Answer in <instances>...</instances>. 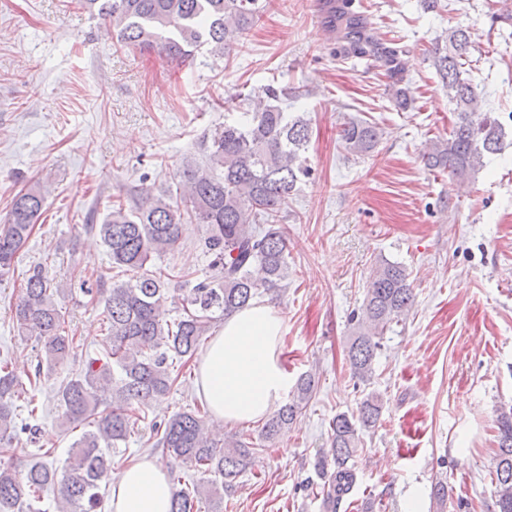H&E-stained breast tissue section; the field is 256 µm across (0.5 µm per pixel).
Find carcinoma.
Masks as SVG:
<instances>
[{
    "label": "carcinoma",
    "mask_w": 512,
    "mask_h": 512,
    "mask_svg": "<svg viewBox=\"0 0 512 512\" xmlns=\"http://www.w3.org/2000/svg\"><path fill=\"white\" fill-rule=\"evenodd\" d=\"M78 5L108 20L121 46L156 47L175 61L190 58L204 46L224 53L263 11L260 0H78ZM329 18L353 53H373L389 66L396 65L397 49L366 35L359 18L342 8L331 10ZM468 54V36L460 26L448 29V44L432 51L433 66L455 105L457 122L449 138L435 143L424 158L429 168L446 170L458 180L473 177L484 154L499 151L504 138L501 123L484 111L481 92L465 77ZM262 92L259 109L246 114L245 121L226 123L212 132L204 163L183 165L179 198L155 196L145 188L136 205L127 208L117 201L102 223L86 225L100 237L113 267L141 270L151 257L175 251L182 239V221L193 219L206 225L204 245L214 254L215 273L183 295L181 313L171 320L165 309L169 288L162 275L144 273L110 286L98 280L95 289H86L104 301L106 339L99 356L85 359L58 391L61 427L83 426L85 431L73 441L60 478L45 462L31 465L20 476L11 463L0 461V512L33 508L51 485L57 487L56 512H93L102 503L100 482L114 466L112 449L138 429L141 416L134 408L162 397L177 381L172 361L188 363L218 319L233 316L263 293L274 299L288 286V240L279 218L288 196L310 174L302 157L310 127L285 112L286 90L268 85ZM392 98L398 110L413 109L411 92L397 82ZM340 138L348 151L365 155L375 149L381 132L374 122L351 120L343 124ZM44 203L38 184L14 196L6 224L0 226V278L10 273ZM65 293L42 266L29 269L15 320L21 334L38 337L40 353L35 379L27 389L9 370L8 361L0 362L1 455L25 452L17 437L16 401L36 388L43 371H53L73 355L75 336L58 302ZM414 299L403 266L387 261L375 265L347 352L354 378L370 379L380 335L409 312ZM314 389V375L300 376L288 403L266 420L260 437L271 441L293 425ZM103 404L111 407L105 414L99 411ZM380 418L378 396L371 394L357 414L339 413L330 422L333 470L327 469V460L319 461L324 478L320 494L327 512H339L356 481L350 461L358 451V431L375 427ZM496 423L495 504L497 512H512V405L498 409ZM158 431L157 445L173 460L204 475L192 485L172 486L171 512H201L200 503L224 500L256 450L253 441L241 437L220 441L209 436L198 407L173 414Z\"/></svg>",
    "instance_id": "1"
}]
</instances>
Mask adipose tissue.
Segmentation results:
<instances>
[{"label":"adipose tissue","mask_w":512,"mask_h":512,"mask_svg":"<svg viewBox=\"0 0 512 512\" xmlns=\"http://www.w3.org/2000/svg\"><path fill=\"white\" fill-rule=\"evenodd\" d=\"M284 319L255 303L225 320L199 361V396L214 417L239 423L265 417L288 393L291 376L281 361ZM166 469L142 457L112 484L109 512H170Z\"/></svg>","instance_id":"1"}]
</instances>
